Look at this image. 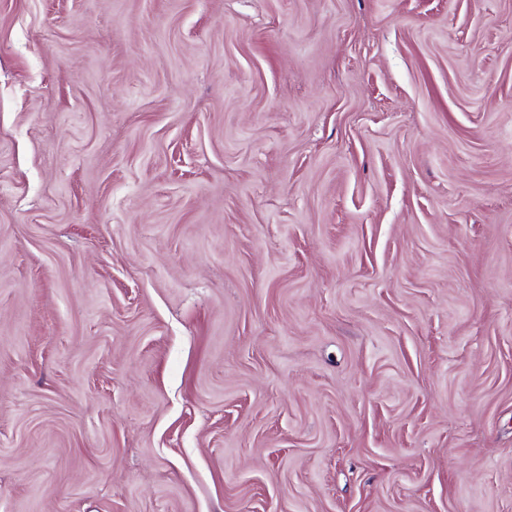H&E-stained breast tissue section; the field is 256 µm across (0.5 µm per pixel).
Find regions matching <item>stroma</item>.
<instances>
[{
    "instance_id": "stroma-1",
    "label": "stroma",
    "mask_w": 512,
    "mask_h": 512,
    "mask_svg": "<svg viewBox=\"0 0 512 512\" xmlns=\"http://www.w3.org/2000/svg\"><path fill=\"white\" fill-rule=\"evenodd\" d=\"M0 512H512V0H0Z\"/></svg>"
}]
</instances>
